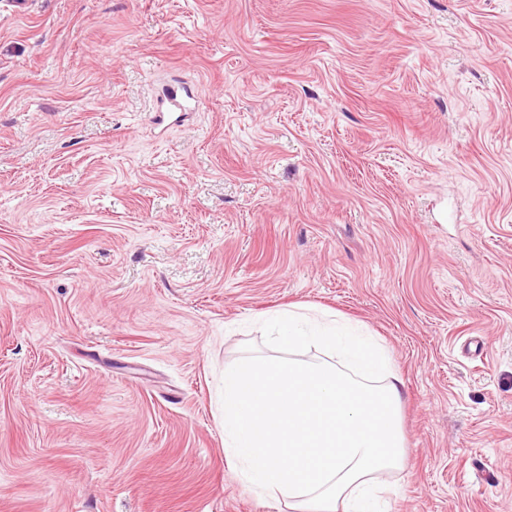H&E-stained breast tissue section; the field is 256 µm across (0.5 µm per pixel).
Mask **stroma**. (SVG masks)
<instances>
[{
    "label": "stroma",
    "mask_w": 512,
    "mask_h": 512,
    "mask_svg": "<svg viewBox=\"0 0 512 512\" xmlns=\"http://www.w3.org/2000/svg\"><path fill=\"white\" fill-rule=\"evenodd\" d=\"M291 305L403 381L389 512H512V0H0V512H280L223 377Z\"/></svg>",
    "instance_id": "stroma-1"
}]
</instances>
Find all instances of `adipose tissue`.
Returning a JSON list of instances; mask_svg holds the SVG:
<instances>
[{"instance_id":"ef3b65f1","label":"adipose tissue","mask_w":512,"mask_h":512,"mask_svg":"<svg viewBox=\"0 0 512 512\" xmlns=\"http://www.w3.org/2000/svg\"><path fill=\"white\" fill-rule=\"evenodd\" d=\"M277 347L224 366V445L260 497L291 512H382L405 462L401 381L387 349L337 320L282 311ZM323 357L299 359L309 347Z\"/></svg>"}]
</instances>
